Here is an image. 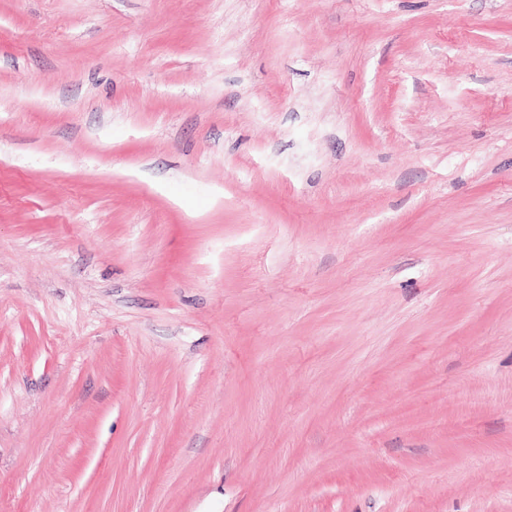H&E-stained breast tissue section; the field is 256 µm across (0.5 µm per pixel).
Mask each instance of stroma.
I'll return each instance as SVG.
<instances>
[{"mask_svg":"<svg viewBox=\"0 0 512 512\" xmlns=\"http://www.w3.org/2000/svg\"><path fill=\"white\" fill-rule=\"evenodd\" d=\"M0 512H512V0H0Z\"/></svg>","mask_w":512,"mask_h":512,"instance_id":"35a3bbf8","label":"stroma"}]
</instances>
